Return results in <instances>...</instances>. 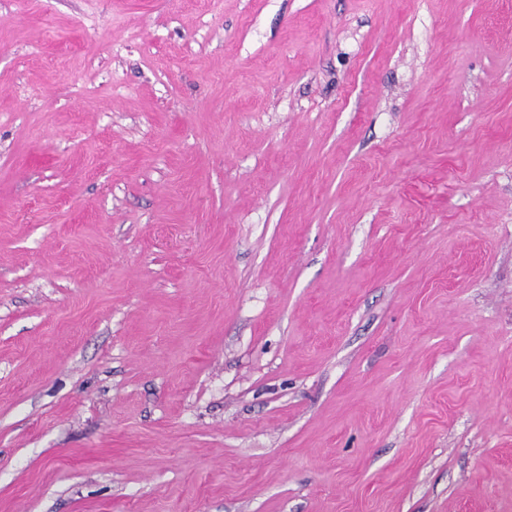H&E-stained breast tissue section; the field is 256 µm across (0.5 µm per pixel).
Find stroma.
<instances>
[{"label":"stroma","mask_w":512,"mask_h":512,"mask_svg":"<svg viewBox=\"0 0 512 512\" xmlns=\"http://www.w3.org/2000/svg\"><path fill=\"white\" fill-rule=\"evenodd\" d=\"M0 512H512V0H0Z\"/></svg>","instance_id":"35a3bbf8"}]
</instances>
